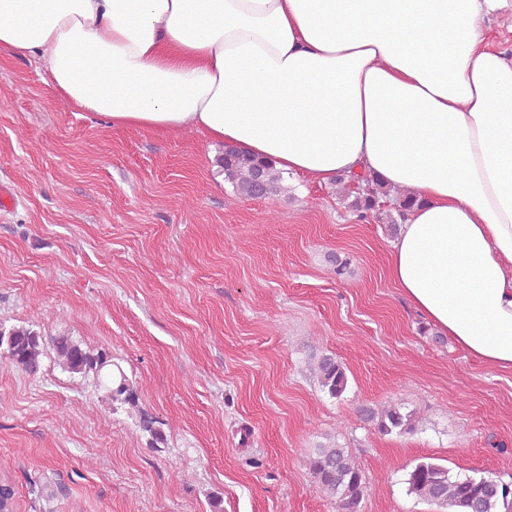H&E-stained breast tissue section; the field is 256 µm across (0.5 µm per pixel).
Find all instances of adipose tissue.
Masks as SVG:
<instances>
[{"mask_svg":"<svg viewBox=\"0 0 512 512\" xmlns=\"http://www.w3.org/2000/svg\"><path fill=\"white\" fill-rule=\"evenodd\" d=\"M512 0H0V51L42 57L67 104L193 128L331 182L416 194L390 276L440 335L512 370ZM486 27L492 44L499 50L505 51L512 59V14L490 16L486 21Z\"/></svg>","mask_w":512,"mask_h":512,"instance_id":"1","label":"adipose tissue"}]
</instances>
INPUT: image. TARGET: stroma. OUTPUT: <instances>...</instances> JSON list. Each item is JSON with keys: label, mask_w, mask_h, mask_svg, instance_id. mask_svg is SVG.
I'll return each mask as SVG.
<instances>
[{"label": "stroma", "mask_w": 512, "mask_h": 512, "mask_svg": "<svg viewBox=\"0 0 512 512\" xmlns=\"http://www.w3.org/2000/svg\"><path fill=\"white\" fill-rule=\"evenodd\" d=\"M222 148L72 111L42 61L0 52V184L15 193L0 327L105 351L138 396L112 409L49 348L34 376L0 359L15 512H336L307 465L329 442L366 477L359 512H438L405 482L426 457L511 483L512 370L421 333L390 277L393 233L356 220L333 184L240 200L214 167ZM325 354L348 376L336 399L314 371ZM388 405L417 413L413 432L361 415Z\"/></svg>", "instance_id": "1"}]
</instances>
